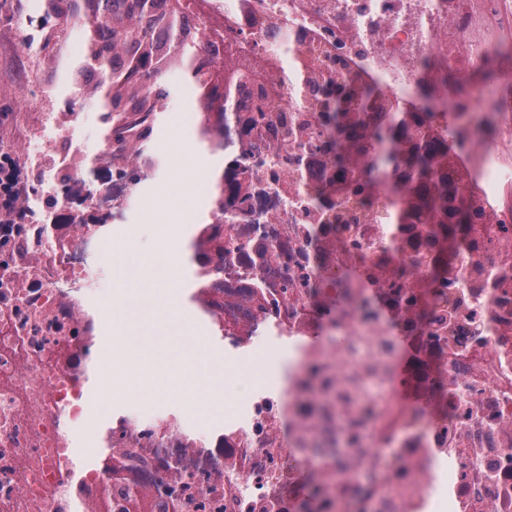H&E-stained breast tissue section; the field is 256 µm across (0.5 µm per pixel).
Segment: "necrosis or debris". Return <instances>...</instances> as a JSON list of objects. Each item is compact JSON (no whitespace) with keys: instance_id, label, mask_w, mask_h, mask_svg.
Here are the masks:
<instances>
[{"instance_id":"1","label":"necrosis or debris","mask_w":512,"mask_h":512,"mask_svg":"<svg viewBox=\"0 0 512 512\" xmlns=\"http://www.w3.org/2000/svg\"><path fill=\"white\" fill-rule=\"evenodd\" d=\"M173 8L220 69L235 173L194 298L232 349L287 341L288 387L220 427L113 418L72 480L104 251L46 201L77 179L72 205L118 223L135 185L88 170L77 112L44 110L27 221L0 225V512H512V0ZM339 76L377 105L338 133L315 101ZM247 104L271 123L245 128Z\"/></svg>"}]
</instances>
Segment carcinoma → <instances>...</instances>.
<instances>
[{
    "mask_svg": "<svg viewBox=\"0 0 512 512\" xmlns=\"http://www.w3.org/2000/svg\"><path fill=\"white\" fill-rule=\"evenodd\" d=\"M64 14L77 17L84 29L83 52L74 75L95 68L102 80L96 88L106 89L104 111L112 115V137L125 138L130 128L138 130L139 150L147 148L155 122L156 104L168 99L165 72L176 68L192 79L203 112L200 130L210 134L207 112L214 95L211 77L198 62L195 50L181 47L172 54L165 47L179 41V18L175 11L153 17L149 0H45L43 26ZM369 92L348 89L340 100L323 99L317 106L329 123L354 111L352 103Z\"/></svg>",
    "mask_w": 512,
    "mask_h": 512,
    "instance_id": "cac0c4a2",
    "label": "carcinoma"
}]
</instances>
